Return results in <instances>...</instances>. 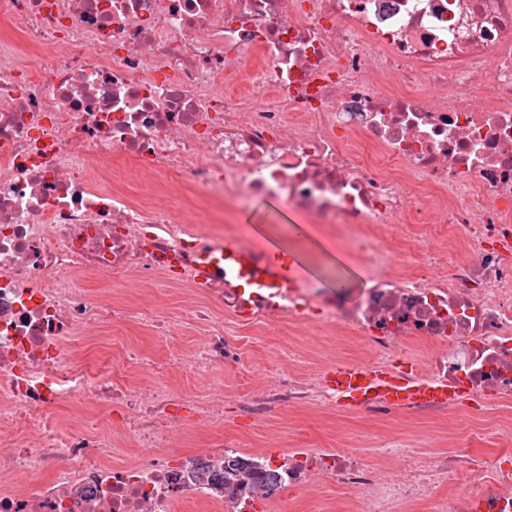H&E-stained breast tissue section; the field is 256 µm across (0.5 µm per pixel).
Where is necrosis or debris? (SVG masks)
<instances>
[{"label":"necrosis or debris","mask_w":512,"mask_h":512,"mask_svg":"<svg viewBox=\"0 0 512 512\" xmlns=\"http://www.w3.org/2000/svg\"><path fill=\"white\" fill-rule=\"evenodd\" d=\"M157 177L163 201L133 196ZM268 201L355 260L360 285L299 276L271 288L203 276ZM178 288V313L109 302L86 283ZM358 338L367 365L461 388L463 403L358 414L461 412L480 428L512 408V0H0V512H265L336 484L372 512H512V466L468 448L248 450V424L331 411L330 364L248 371L250 332ZM145 326L187 350L147 362ZM190 431L220 433L182 448ZM468 485L439 498L449 475Z\"/></svg>","instance_id":"necrosis-or-debris-1"}]
</instances>
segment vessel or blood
I'll use <instances>...</instances> for the list:
<instances>
[{
    "instance_id": "obj_1",
    "label": "vessel or blood",
    "mask_w": 512,
    "mask_h": 512,
    "mask_svg": "<svg viewBox=\"0 0 512 512\" xmlns=\"http://www.w3.org/2000/svg\"><path fill=\"white\" fill-rule=\"evenodd\" d=\"M339 404L353 409L364 400L380 399L393 404H408L424 400L455 401L457 391L444 385L423 382L406 373L377 367L337 366L331 376Z\"/></svg>"
}]
</instances>
